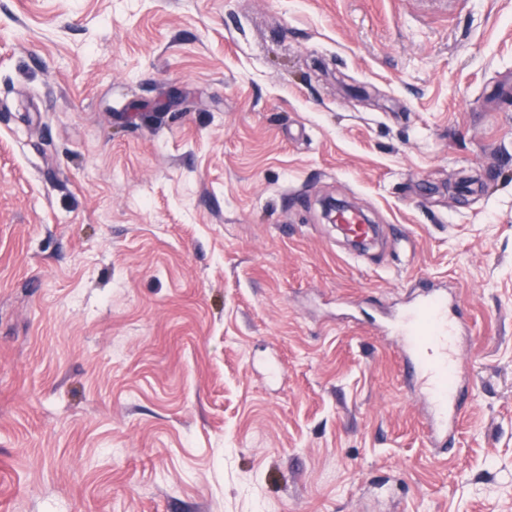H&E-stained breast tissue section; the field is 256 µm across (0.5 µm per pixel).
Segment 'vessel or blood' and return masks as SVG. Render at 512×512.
I'll list each match as a JSON object with an SVG mask.
<instances>
[{
    "label": "vessel or blood",
    "mask_w": 512,
    "mask_h": 512,
    "mask_svg": "<svg viewBox=\"0 0 512 512\" xmlns=\"http://www.w3.org/2000/svg\"><path fill=\"white\" fill-rule=\"evenodd\" d=\"M340 224L348 237L359 240L369 239L374 232L372 225L361 223L352 212L343 214ZM389 329L398 338L410 388L426 396L428 441L431 447L447 449L471 385L470 369L459 354L466 331L459 307L424 283L410 304L392 316Z\"/></svg>",
    "instance_id": "vessel-or-blood-1"
}]
</instances>
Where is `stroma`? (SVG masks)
Returning a JSON list of instances; mask_svg holds the SVG:
<instances>
[{
  "instance_id": "obj_1",
  "label": "stroma",
  "mask_w": 512,
  "mask_h": 512,
  "mask_svg": "<svg viewBox=\"0 0 512 512\" xmlns=\"http://www.w3.org/2000/svg\"><path fill=\"white\" fill-rule=\"evenodd\" d=\"M0 512H512V0H0ZM340 224L345 234L350 238L366 240L371 237L374 232L373 226L363 224L354 212H347L342 215ZM419 288L410 304L392 316L389 330L398 338L410 388L426 396L428 441L448 452L472 379L459 354L466 324L458 305L450 304L440 289L425 283Z\"/></svg>"
}]
</instances>
